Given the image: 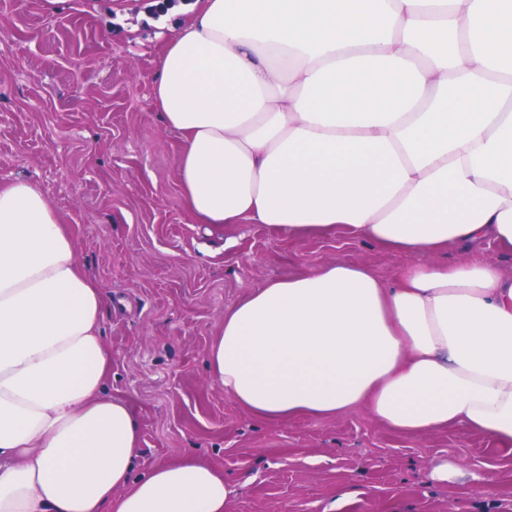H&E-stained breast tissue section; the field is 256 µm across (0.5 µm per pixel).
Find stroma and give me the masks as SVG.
Listing matches in <instances>:
<instances>
[{"label":"stroma","instance_id":"obj_1","mask_svg":"<svg viewBox=\"0 0 512 512\" xmlns=\"http://www.w3.org/2000/svg\"><path fill=\"white\" fill-rule=\"evenodd\" d=\"M155 0H0V183L55 202L79 265L107 296L108 385L140 427L134 476L185 457L215 465L227 512H512V447L448 430L409 437L365 407L270 422L210 374L224 311L264 283L328 262L388 280L406 256L264 224H197L179 186L181 140L153 102ZM462 478L437 482L433 462Z\"/></svg>","mask_w":512,"mask_h":512}]
</instances>
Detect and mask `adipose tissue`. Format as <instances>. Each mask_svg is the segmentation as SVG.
<instances>
[{
  "label": "adipose tissue",
  "mask_w": 512,
  "mask_h": 512,
  "mask_svg": "<svg viewBox=\"0 0 512 512\" xmlns=\"http://www.w3.org/2000/svg\"><path fill=\"white\" fill-rule=\"evenodd\" d=\"M154 104L199 224L345 227L412 257L394 281L326 263L224 312L208 364L268 421L366 406L417 437L512 446V0H178ZM457 249L470 261L445 265ZM103 293L53 201L0 185V512H225L194 459L133 478L107 386Z\"/></svg>",
  "instance_id": "adipose-tissue-1"
}]
</instances>
